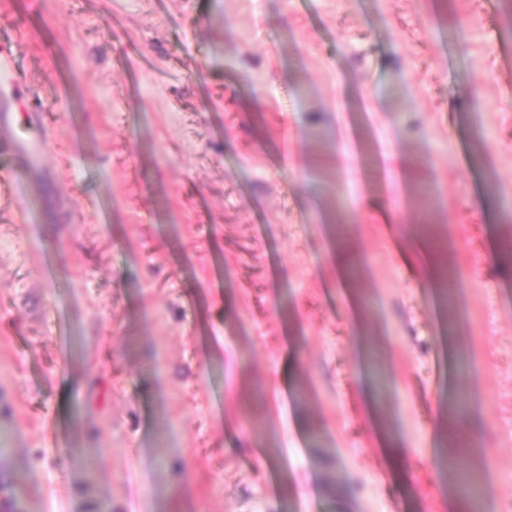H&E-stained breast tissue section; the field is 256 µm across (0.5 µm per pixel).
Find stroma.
<instances>
[{
    "instance_id": "stroma-1",
    "label": "stroma",
    "mask_w": 512,
    "mask_h": 512,
    "mask_svg": "<svg viewBox=\"0 0 512 512\" xmlns=\"http://www.w3.org/2000/svg\"><path fill=\"white\" fill-rule=\"evenodd\" d=\"M4 42L52 148L0 145V512H452L453 389L512 512V0H0Z\"/></svg>"
}]
</instances>
